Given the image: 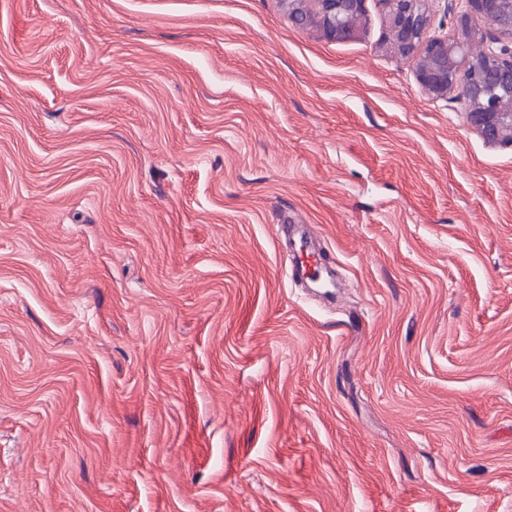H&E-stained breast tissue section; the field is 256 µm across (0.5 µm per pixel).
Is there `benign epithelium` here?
Returning <instances> with one entry per match:
<instances>
[{"mask_svg": "<svg viewBox=\"0 0 512 512\" xmlns=\"http://www.w3.org/2000/svg\"><path fill=\"white\" fill-rule=\"evenodd\" d=\"M383 46L409 63L422 90L436 101L464 104L469 126L488 144H512V100L486 99V85L512 88V0H458L454 35L432 33L429 0H379ZM299 28L332 41L356 38L366 0H280ZM478 16L485 27L474 28Z\"/></svg>", "mask_w": 512, "mask_h": 512, "instance_id": "obj_1", "label": "benign epithelium"}]
</instances>
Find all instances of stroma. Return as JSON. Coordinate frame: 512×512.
I'll use <instances>...</instances> for the list:
<instances>
[{
	"label": "stroma",
	"instance_id": "obj_1",
	"mask_svg": "<svg viewBox=\"0 0 512 512\" xmlns=\"http://www.w3.org/2000/svg\"><path fill=\"white\" fill-rule=\"evenodd\" d=\"M366 6L0 0V512H512V146ZM299 28L332 41L356 38L366 20V0H280ZM288 257L295 260L297 270L301 272L303 276H305L308 267H317L320 270L319 278L320 284H322V286L317 284V288L325 289L324 293L328 292V288H335L334 281L331 279L329 274H326L321 269L319 259L315 256L306 240L301 239L299 241H295L289 239Z\"/></svg>",
	"mask_w": 512,
	"mask_h": 512
}]
</instances>
